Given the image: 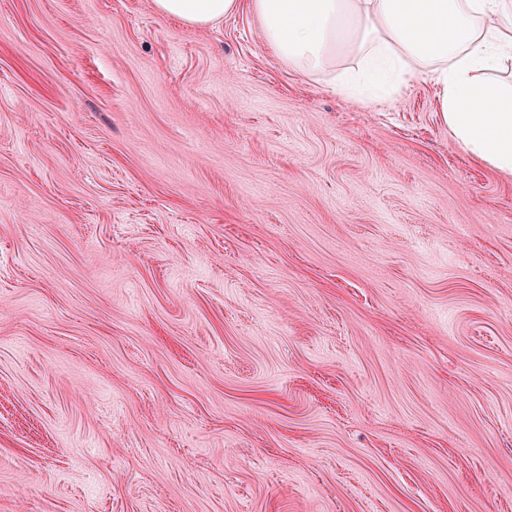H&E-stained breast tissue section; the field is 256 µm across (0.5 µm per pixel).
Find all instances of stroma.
<instances>
[{"label": "stroma", "mask_w": 512, "mask_h": 512, "mask_svg": "<svg viewBox=\"0 0 512 512\" xmlns=\"http://www.w3.org/2000/svg\"><path fill=\"white\" fill-rule=\"evenodd\" d=\"M0 512H512V176L249 9L0 0ZM156 13L192 27H208L236 14L242 0H152Z\"/></svg>", "instance_id": "1"}]
</instances>
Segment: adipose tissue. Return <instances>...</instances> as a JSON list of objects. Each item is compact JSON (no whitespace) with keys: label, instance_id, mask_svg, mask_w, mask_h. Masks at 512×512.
<instances>
[{"label":"adipose tissue","instance_id":"1","mask_svg":"<svg viewBox=\"0 0 512 512\" xmlns=\"http://www.w3.org/2000/svg\"><path fill=\"white\" fill-rule=\"evenodd\" d=\"M156 13L207 27L249 5L292 71L346 93L432 81L456 144L512 176V87L485 80L512 58V0H152Z\"/></svg>","mask_w":512,"mask_h":512}]
</instances>
